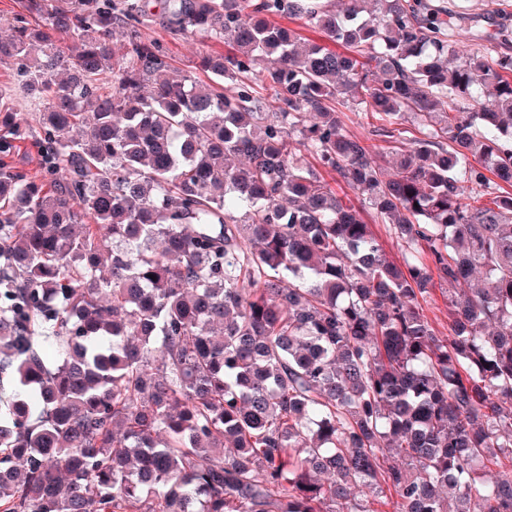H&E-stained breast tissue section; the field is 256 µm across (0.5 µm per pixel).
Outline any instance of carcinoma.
Returning <instances> with one entry per match:
<instances>
[{
    "mask_svg": "<svg viewBox=\"0 0 512 512\" xmlns=\"http://www.w3.org/2000/svg\"><path fill=\"white\" fill-rule=\"evenodd\" d=\"M26 2L47 27L14 19L0 56L47 106L37 133L0 122V512H512V192L482 202L488 171L512 188L497 38L444 40L423 0ZM152 2L232 45L211 82L142 39ZM351 102L384 142L427 128L394 177L343 132ZM26 140L41 180L7 162ZM437 283L445 337L419 303ZM272 21L276 24H281L282 26L290 27L292 29H296L301 37L305 41L316 42V43H324L325 38L323 33L315 27L313 24L305 22L304 20L298 19H282V18H272ZM323 171V175L325 178L336 188V191L339 192L340 195L346 193L351 203L356 207L364 208L365 207V219L368 224L371 225L372 231L377 237L380 244L383 246L385 252L389 256L390 259H393L397 262H402L404 251L400 244V242L395 238L393 231L391 229L390 224H385L380 217L374 212V210L368 208V204H364L362 196L348 188L340 179V177L335 173H327L325 170ZM336 180V184L334 183Z\"/></svg>",
    "mask_w": 512,
    "mask_h": 512,
    "instance_id": "obj_1",
    "label": "carcinoma"
}]
</instances>
